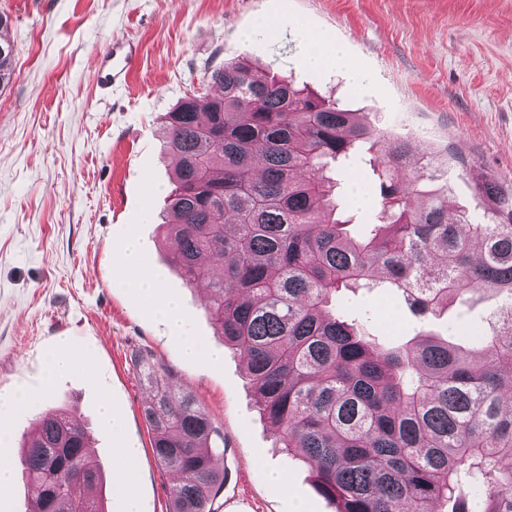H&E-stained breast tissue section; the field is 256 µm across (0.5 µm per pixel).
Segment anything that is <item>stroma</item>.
I'll return each instance as SVG.
<instances>
[{
  "instance_id": "stroma-1",
  "label": "stroma",
  "mask_w": 512,
  "mask_h": 512,
  "mask_svg": "<svg viewBox=\"0 0 512 512\" xmlns=\"http://www.w3.org/2000/svg\"><path fill=\"white\" fill-rule=\"evenodd\" d=\"M0 13L15 45L13 81L0 89V390L31 396L0 409V448L16 459L40 413L69 411L88 427L104 475L122 441L139 446L131 489L141 512H166L171 478L142 414L148 393L132 361L140 353L172 373L215 429L225 472L218 512H335L261 416L240 355L206 313L208 289L186 287L170 261L159 217L172 171L161 118L185 95L211 90L213 70L244 60L344 101L365 126L406 143L410 163L430 148L451 207L481 221L476 185L493 178L512 188V0H0ZM265 19L279 20L276 34L262 29ZM313 35L341 44L364 83L332 65L303 67ZM117 40L137 43L140 56L105 93L95 73ZM362 175L357 154L336 174L355 235L378 213L373 184L361 186L367 205L352 198L350 181ZM132 237L160 297L180 303L187 336L219 360H187L153 303L119 282ZM498 305L488 297L423 321L395 293L345 297L361 332L398 342L488 330ZM61 345L75 365L48 391ZM104 400L119 420L113 433L98 425Z\"/></svg>"
}]
</instances>
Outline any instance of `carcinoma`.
Segmentation results:
<instances>
[{"mask_svg": "<svg viewBox=\"0 0 512 512\" xmlns=\"http://www.w3.org/2000/svg\"><path fill=\"white\" fill-rule=\"evenodd\" d=\"M0 17V87L14 48ZM220 94L165 113L175 184L166 198L174 262L209 289L208 314L246 365L263 418L314 474L336 512H512V192L478 187L482 222L448 208L433 154L416 166L336 100L233 60L210 73ZM356 148L370 155L379 223L356 238L336 219L326 175ZM421 198L419 205L413 198ZM385 281L420 315L494 293L491 331L450 343L366 338L336 312L344 293ZM142 413L158 465L174 476L170 512H217L224 471L210 420L172 374L140 359ZM18 465L26 512H105L90 435L61 412L38 418Z\"/></svg>", "mask_w": 512, "mask_h": 512, "instance_id": "1", "label": "carcinoma"}]
</instances>
